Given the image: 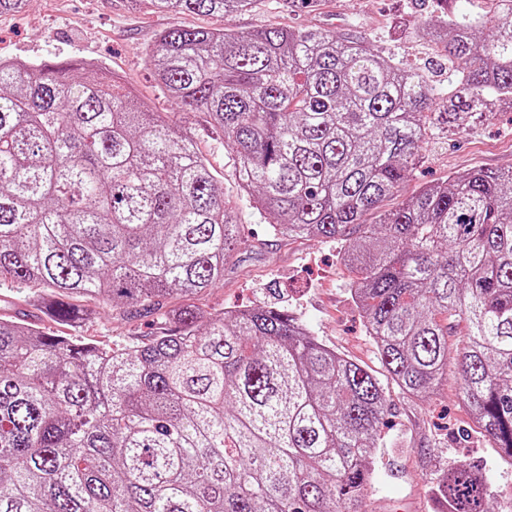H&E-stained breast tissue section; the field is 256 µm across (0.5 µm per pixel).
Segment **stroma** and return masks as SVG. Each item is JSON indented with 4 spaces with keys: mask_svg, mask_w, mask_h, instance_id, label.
Returning a JSON list of instances; mask_svg holds the SVG:
<instances>
[{
    "mask_svg": "<svg viewBox=\"0 0 512 512\" xmlns=\"http://www.w3.org/2000/svg\"><path fill=\"white\" fill-rule=\"evenodd\" d=\"M436 0H256L230 15L156 12L130 0H31L21 13L0 15V59L38 65L53 62L103 66L135 97L181 126L212 168L224 178V197L238 213L240 245L224 268L221 286L201 294L205 315L247 306L283 308L297 316L320 342L371 371L390 395L388 426L364 491L363 512H434L438 474L461 462L479 464L490 485L493 512H512V466L503 465L490 441L470 435L469 415L456 398V376L438 396L409 400L399 394L366 333L352 301L350 270L338 257L339 244L324 239H282L270 235L251 194L239 190L233 156L212 134L203 115H186L167 102L148 63V50L171 28H217L248 32L265 25L317 27L339 35L369 38L375 49L425 67L440 89L448 87V60L422 20L437 16ZM512 167V108L483 113L463 131L449 130L430 141L385 208L398 207L421 186L471 169ZM93 317L74 327L40 317L55 335L75 336L114 347L138 345L159 335L152 315L120 314L92 302Z\"/></svg>",
    "mask_w": 512,
    "mask_h": 512,
    "instance_id": "stroma-1",
    "label": "stroma"
}]
</instances>
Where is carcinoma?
I'll list each match as a JSON object with an SVG mask.
<instances>
[{"label": "carcinoma", "mask_w": 512, "mask_h": 512, "mask_svg": "<svg viewBox=\"0 0 512 512\" xmlns=\"http://www.w3.org/2000/svg\"><path fill=\"white\" fill-rule=\"evenodd\" d=\"M133 2L225 15L255 0ZM491 4L422 23L448 55L446 96L319 28H174L149 58L165 96L235 153L274 236L341 242L400 393L435 395L454 367L472 429L512 463V168L381 210L431 136L512 103V0ZM239 228L193 140L102 67L0 60V286L71 324L87 298L119 312L184 298L133 348L0 317V512H361L379 380L285 309L194 304L224 281ZM436 490L448 512H491L473 464Z\"/></svg>", "instance_id": "cac0c4a2"}]
</instances>
